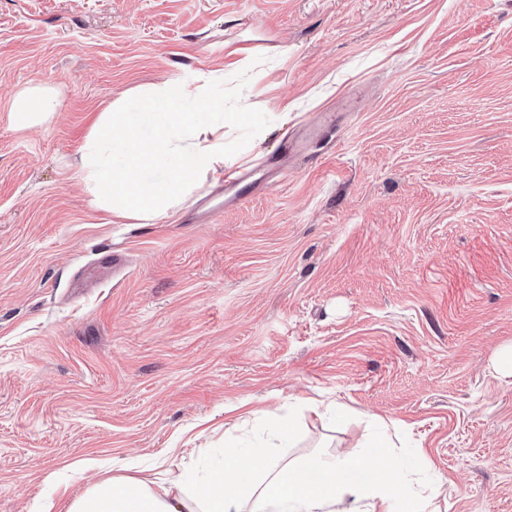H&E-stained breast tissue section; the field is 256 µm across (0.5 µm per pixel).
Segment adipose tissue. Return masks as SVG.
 Returning a JSON list of instances; mask_svg holds the SVG:
<instances>
[{
	"label": "adipose tissue",
	"instance_id": "adipose-tissue-1",
	"mask_svg": "<svg viewBox=\"0 0 512 512\" xmlns=\"http://www.w3.org/2000/svg\"><path fill=\"white\" fill-rule=\"evenodd\" d=\"M211 75L196 84L175 78L139 88L133 101L112 102L89 127L76 176L92 204L125 219L157 220L229 169L224 122L248 112H217ZM60 92L36 81L13 95L8 110L17 129L48 123ZM137 104L149 130L133 120ZM267 438L255 445L226 443L218 466L204 475L164 481L139 476L135 460L119 473L71 497L64 512H393L411 499V474L385 439L327 456H291L295 433L276 418L261 420Z\"/></svg>",
	"mask_w": 512,
	"mask_h": 512
}]
</instances>
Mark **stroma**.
<instances>
[{"label":"stroma","instance_id":"35a3bbf8","mask_svg":"<svg viewBox=\"0 0 512 512\" xmlns=\"http://www.w3.org/2000/svg\"><path fill=\"white\" fill-rule=\"evenodd\" d=\"M201 72L256 189L93 209L95 117ZM37 78L57 115L16 129ZM511 348L512 0H0V512L208 469L238 406L296 456L383 420L433 512H512Z\"/></svg>","mask_w":512,"mask_h":512}]
</instances>
